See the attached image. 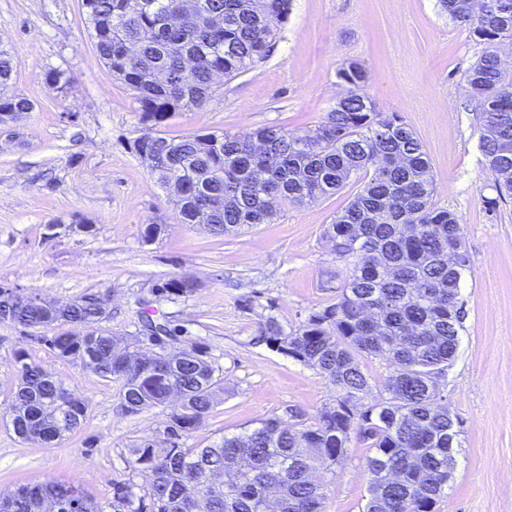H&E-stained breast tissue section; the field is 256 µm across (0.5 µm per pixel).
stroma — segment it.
Here are the masks:
<instances>
[{
  "label": "stroma",
  "mask_w": 512,
  "mask_h": 512,
  "mask_svg": "<svg viewBox=\"0 0 512 512\" xmlns=\"http://www.w3.org/2000/svg\"><path fill=\"white\" fill-rule=\"evenodd\" d=\"M0 49L17 55L11 92L33 105L14 139H0V286L69 302L104 295L107 329L143 332L142 318L167 323L181 340L207 346L224 400L184 441L201 448L246 436L262 420L294 411L312 418L336 390L317 369L262 342L267 317L286 330L334 304L345 269L324 236L357 193L285 208L272 223L245 224L217 237L183 224L173 202L133 150L142 126L132 91L96 56L82 0H0ZM483 46L452 23L438 0H292L267 58L217 80L203 108L176 113L168 135L246 133L261 127L306 133L349 88L336 72L363 65L366 93L398 115L429 156L435 200L454 211L468 269L457 356L440 381L442 404L459 425L455 468L435 512H512V201L484 170L479 109L463 76ZM70 82L51 84L49 70ZM161 225L145 241L146 225ZM194 283L176 300L155 299L168 279ZM26 351L80 397L81 427L53 444L23 441L6 419L16 385L14 355ZM118 382L80 361H60L20 328L0 322V496L23 485L68 480L106 501L125 479L132 447L164 444L173 405L121 410ZM365 443L317 473L325 512H362Z\"/></svg>",
  "instance_id": "35a3bbf8"
}]
</instances>
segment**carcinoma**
Returning a JSON list of instances; mask_svg holds the SVG:
<instances>
[{
  "label": "carcinoma",
  "instance_id": "carcinoma-1",
  "mask_svg": "<svg viewBox=\"0 0 512 512\" xmlns=\"http://www.w3.org/2000/svg\"><path fill=\"white\" fill-rule=\"evenodd\" d=\"M97 57L134 92L154 182L182 224L215 225L222 236L243 224H269L288 206L329 198L357 177L361 189L326 227L346 279L336 303L292 332L272 316L262 340L312 366L336 388V403L313 418L265 419L244 438L225 436L204 448L179 441L224 400L207 348L171 346L165 368L154 351L130 346L103 323L108 302L88 293L70 307L0 295V321L33 332L61 361L77 359L120 384L127 413L180 406L165 424L168 446L129 449L127 478L98 502L72 483L48 482L0 501V512H325L310 479L347 455L352 436L368 445L363 512H434L453 469L458 431L440 405L439 381L455 360L463 320L459 303L467 267L456 214L437 205L430 162L406 124L380 112L362 92L363 66L349 62L337 78L353 91L303 135L270 127L244 135L207 132L170 137L161 130L178 112L201 109L217 76L234 78L267 57L291 0H83ZM448 19L485 44L464 89L480 108L485 167L499 198L512 197V72L498 44L512 39V0H439ZM15 57L0 51V115L18 121L30 101L8 93ZM210 203V219L199 204ZM193 283L169 279L160 299L184 297ZM62 323L79 335L46 332ZM393 366L387 397L363 405L370 378L356 353ZM17 385L7 425L14 435L50 444L78 428L85 403L63 396L57 376L24 352L15 356ZM146 471L142 486L135 475Z\"/></svg>",
  "mask_w": 512,
  "mask_h": 512
}]
</instances>
